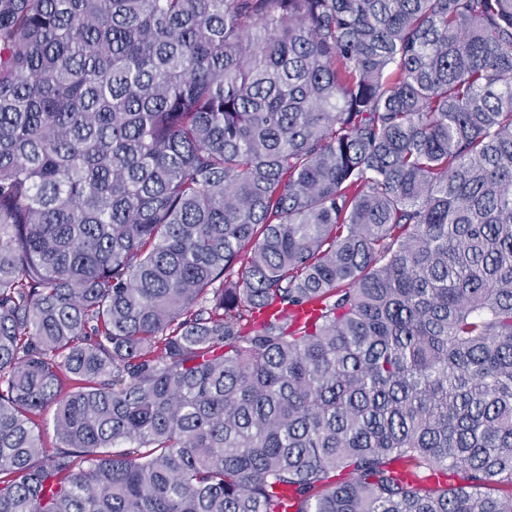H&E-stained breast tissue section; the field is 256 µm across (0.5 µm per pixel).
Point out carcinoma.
<instances>
[{
	"label": "carcinoma",
	"mask_w": 512,
	"mask_h": 512,
	"mask_svg": "<svg viewBox=\"0 0 512 512\" xmlns=\"http://www.w3.org/2000/svg\"><path fill=\"white\" fill-rule=\"evenodd\" d=\"M286 491L512 512V0H0V512Z\"/></svg>",
	"instance_id": "obj_1"
}]
</instances>
